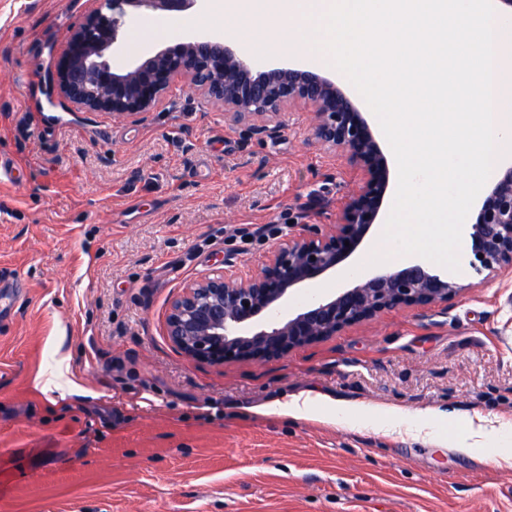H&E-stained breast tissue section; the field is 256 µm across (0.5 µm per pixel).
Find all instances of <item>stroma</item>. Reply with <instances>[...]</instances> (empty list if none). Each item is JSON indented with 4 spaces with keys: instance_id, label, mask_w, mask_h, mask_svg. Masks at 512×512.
I'll use <instances>...</instances> for the list:
<instances>
[{
    "instance_id": "stroma-1",
    "label": "stroma",
    "mask_w": 512,
    "mask_h": 512,
    "mask_svg": "<svg viewBox=\"0 0 512 512\" xmlns=\"http://www.w3.org/2000/svg\"><path fill=\"white\" fill-rule=\"evenodd\" d=\"M91 8L0 0V512H512V278L462 266L448 306L268 362L171 346L187 283L335 223L358 176L304 107L262 139L181 80L141 123L77 110L56 65ZM309 390L434 409L472 451L252 413Z\"/></svg>"
}]
</instances>
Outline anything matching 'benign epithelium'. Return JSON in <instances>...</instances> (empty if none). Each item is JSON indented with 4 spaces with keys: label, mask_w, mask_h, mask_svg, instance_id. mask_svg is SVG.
I'll return each mask as SVG.
<instances>
[{
    "label": "benign epithelium",
    "mask_w": 512,
    "mask_h": 512,
    "mask_svg": "<svg viewBox=\"0 0 512 512\" xmlns=\"http://www.w3.org/2000/svg\"><path fill=\"white\" fill-rule=\"evenodd\" d=\"M67 37L57 63L65 100L84 112L139 123L184 79L224 119L254 135H272L287 108L311 109L316 141L344 153L361 175L334 224H306L279 240L254 271L232 263L189 282L170 302L165 328L176 351L212 366L265 362L402 308L446 305L464 285L420 259L358 278L329 297L313 295L294 314L283 308L297 290L344 267L378 223L390 171L378 136L359 99L325 72L300 63L256 69L248 57L214 35H192L128 66L105 54L122 46V28L149 10L178 13L204 0H96ZM468 264L486 276L512 275V164L484 189L475 221L467 225Z\"/></svg>",
    "instance_id": "1"
}]
</instances>
